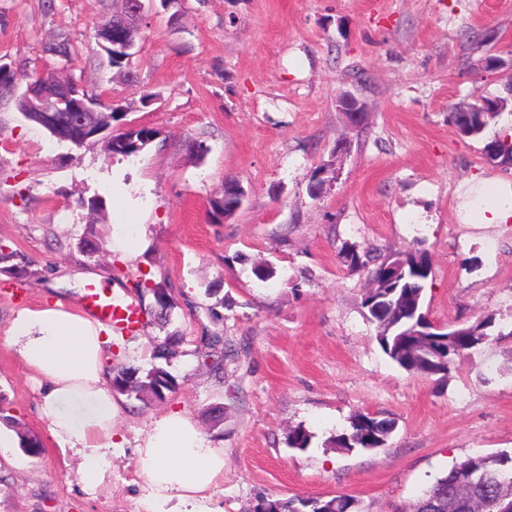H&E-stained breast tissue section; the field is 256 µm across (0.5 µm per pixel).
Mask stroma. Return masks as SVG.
Listing matches in <instances>:
<instances>
[{"label": "stroma", "instance_id": "35a3bbf8", "mask_svg": "<svg viewBox=\"0 0 512 512\" xmlns=\"http://www.w3.org/2000/svg\"><path fill=\"white\" fill-rule=\"evenodd\" d=\"M115 0H0V61L17 87L61 74L53 43L81 49L69 69L85 90L158 137L138 155L105 141H57L0 95V242L36 275L0 274V430L29 435L0 456V512H151L137 447L151 422L179 410L224 450L217 512L261 497L349 495L360 512H409L436 476L476 452L512 453V223L466 216L462 194L512 189V169L486 163L481 142L448 124L456 104L505 95L512 75V0H179L146 12L137 84L96 55L94 22ZM502 60L485 73L486 57ZM156 100L143 105L141 94ZM351 94L361 124L338 110ZM345 151H337V141ZM204 155H197L194 144ZM324 186L308 191L313 172ZM240 209L213 222L224 182ZM133 227L131 252L112 227ZM424 241L432 274L424 310L437 326L493 316L488 341L447 383L399 368L362 307L366 271L343 244L382 252ZM272 262L276 278L254 268ZM142 311L135 335H113L106 365L151 369L154 345L180 338L159 402L117 395L119 448L98 482L50 435L43 387L4 339L22 309L82 308L90 285ZM174 307L160 318L154 289ZM224 338L207 365L205 339ZM370 413L396 424L385 447L346 451L331 439ZM304 427L309 448L289 447Z\"/></svg>", "mask_w": 512, "mask_h": 512}]
</instances>
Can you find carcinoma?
Instances as JSON below:
<instances>
[{
	"label": "carcinoma",
	"mask_w": 512,
	"mask_h": 512,
	"mask_svg": "<svg viewBox=\"0 0 512 512\" xmlns=\"http://www.w3.org/2000/svg\"><path fill=\"white\" fill-rule=\"evenodd\" d=\"M109 66L124 81L134 83L137 80L135 60L120 59L112 55L103 45L99 47ZM502 116L500 112H450L448 123L455 131L468 138L480 139L483 149L494 155L496 165L512 164V139L506 136L486 134L490 125ZM159 132L148 126L127 128L114 136L111 152L122 157L139 154L152 143ZM224 185L228 191L216 195L210 200V214L213 220L233 215L241 205V198L233 195L239 183L227 179ZM346 266L351 270L366 269L375 265L371 271V288L367 289L362 306L367 310L368 320L376 325L377 341L394 363L408 373L431 379L437 383L448 381L457 360L484 343L489 336L488 329L494 325V318L487 316L472 324L458 326L448 330L450 337L438 335V331L427 330V319L423 311V293L425 283L432 275L430 258L422 242L417 241L405 250L380 254L375 249L364 252L355 246L344 245L339 251ZM17 253L7 246H0V273L5 272L23 276L27 274L26 265L15 262ZM399 266L402 274L392 277L390 267ZM179 355L178 343L172 336L156 344L153 356L168 361ZM109 384L112 390L126 394L140 401H157L176 390L177 380L166 370L153 367L144 375L126 367L111 370ZM394 430L390 420L379 419L369 414H357L350 421L347 431L331 439L337 448L351 450L377 448L385 444ZM312 435L303 427H296L288 438L291 448L310 447ZM487 459V454L477 453L460 463H456L437 476L419 495L427 502L436 500L435 512H448V504L461 499L475 500L485 505L486 512H497L498 503L504 499L512 500V454H496V462L477 470L470 484L461 493H456L458 475L461 469L471 464L477 465ZM249 512H358L356 500L349 495H336L328 500L320 498H260L251 506Z\"/></svg>",
	"instance_id": "carcinoma-1"
}]
</instances>
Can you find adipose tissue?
<instances>
[{
	"instance_id": "adipose-tissue-1",
	"label": "adipose tissue",
	"mask_w": 512,
	"mask_h": 512,
	"mask_svg": "<svg viewBox=\"0 0 512 512\" xmlns=\"http://www.w3.org/2000/svg\"><path fill=\"white\" fill-rule=\"evenodd\" d=\"M474 207L484 224L512 222V195L481 185ZM93 319L47 307L20 311L7 345L44 382L41 410L50 433L76 450L87 481H96L116 443L120 407L107 385L105 339ZM139 473L154 504L176 502L179 512H215L211 489L224 477V450L187 414L160 415L137 448Z\"/></svg>"
}]
</instances>
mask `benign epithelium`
<instances>
[{
	"instance_id": "benign-epithelium-1",
	"label": "benign epithelium",
	"mask_w": 512,
	"mask_h": 512,
	"mask_svg": "<svg viewBox=\"0 0 512 512\" xmlns=\"http://www.w3.org/2000/svg\"><path fill=\"white\" fill-rule=\"evenodd\" d=\"M144 11V0H123L121 18L103 31L112 49L129 51L136 47L133 27ZM22 97L30 112L56 113L53 119L55 128L63 131L64 140L77 146L95 141L100 135V128L107 121L84 94L80 81L70 76L52 83L41 76L38 82L27 84ZM338 107L355 123L361 120L364 113V105L352 95L342 96L338 100Z\"/></svg>"
}]
</instances>
